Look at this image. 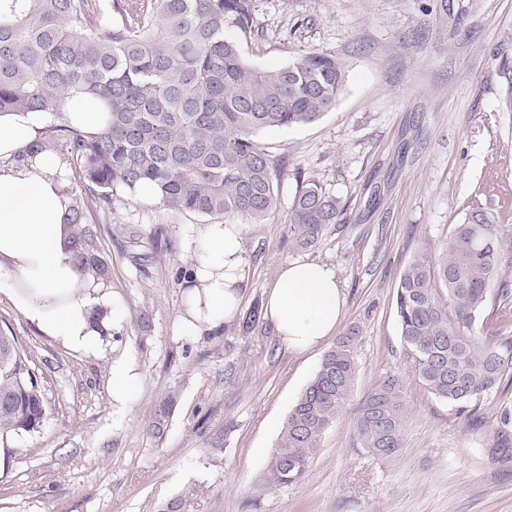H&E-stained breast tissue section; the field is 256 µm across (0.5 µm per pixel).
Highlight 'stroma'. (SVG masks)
<instances>
[{
	"mask_svg": "<svg viewBox=\"0 0 512 512\" xmlns=\"http://www.w3.org/2000/svg\"><path fill=\"white\" fill-rule=\"evenodd\" d=\"M245 57L277 68L310 51L348 63L343 93L319 121L257 138L285 170L278 206L245 223V305L298 259L332 266L345 291L337 330L358 326L350 401L323 434L305 478L260 490L293 404L324 349L299 355L268 323L181 336L188 243L207 219L143 203L125 190L88 223L109 265L106 293L125 319L101 352L71 350L0 300V330L31 349L50 402L39 432L0 446V512H512V371L472 415H456L408 372L394 297L424 245L445 239L468 205L488 211L512 285V0H256ZM317 180L346 207L317 246L295 249L288 216ZM133 356L139 389L112 406L113 360ZM403 376L404 445L390 459L353 428L387 373ZM177 392L163 436L154 410Z\"/></svg>",
	"mask_w": 512,
	"mask_h": 512,
	"instance_id": "35a3bbf8",
	"label": "stroma"
}]
</instances>
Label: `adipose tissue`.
<instances>
[{"instance_id":"adipose-tissue-1","label":"adipose tissue","mask_w":512,"mask_h":512,"mask_svg":"<svg viewBox=\"0 0 512 512\" xmlns=\"http://www.w3.org/2000/svg\"><path fill=\"white\" fill-rule=\"evenodd\" d=\"M64 121L92 135L104 127L96 101L71 95ZM49 115H0V297L24 319L64 346L99 352L103 335L124 319L123 308L95 274L77 269L67 244V218L76 205L68 169L56 152L43 149ZM240 224H206L192 239L185 280L187 310L179 332L220 331L238 316L248 288V259ZM346 304L334 268L311 260L282 266L264 293L263 313L289 350L305 354L335 332ZM112 405L125 412L141 379L133 357L113 360Z\"/></svg>"}]
</instances>
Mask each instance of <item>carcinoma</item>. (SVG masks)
<instances>
[{"mask_svg":"<svg viewBox=\"0 0 512 512\" xmlns=\"http://www.w3.org/2000/svg\"><path fill=\"white\" fill-rule=\"evenodd\" d=\"M256 0H0V114L62 116L72 88L100 101L107 126L88 136L51 129L46 148L70 156L91 201L112 191L154 185L163 207L198 216L262 222L276 208L283 169L256 138L261 130L301 127L333 109L347 63L309 52L277 69L246 60ZM120 21H112V13ZM62 132V137L55 132ZM344 215L339 198L317 181L295 197L293 246L314 247ZM75 265L99 276L107 264L81 207L66 224ZM503 249L494 221L474 207L437 249L424 248L402 272L395 297L409 372L459 415L474 412L512 369V337L475 335L499 281ZM360 330L348 329L325 354L288 413L257 487L300 482L325 430L348 403ZM0 443L39 431L47 417L43 372L15 336L0 333ZM176 395L155 410L160 435ZM402 382L389 374L354 420L371 457L403 445Z\"/></svg>","mask_w":512,"mask_h":512,"instance_id":"cac0c4a2","label":"carcinoma"}]
</instances>
